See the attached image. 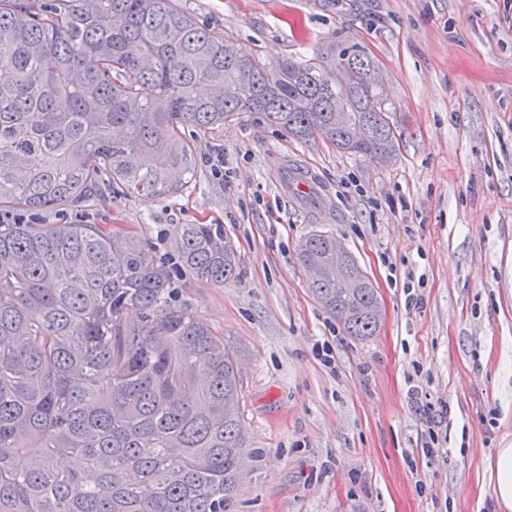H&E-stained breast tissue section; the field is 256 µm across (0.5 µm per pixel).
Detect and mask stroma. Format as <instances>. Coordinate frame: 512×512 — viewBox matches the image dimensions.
<instances>
[{
    "mask_svg": "<svg viewBox=\"0 0 512 512\" xmlns=\"http://www.w3.org/2000/svg\"><path fill=\"white\" fill-rule=\"evenodd\" d=\"M178 4L266 64L332 69L341 47L363 48L385 79L397 162L295 138L245 110L187 130L196 176L181 193L104 192L30 219L138 234L174 268L178 301L239 347L250 457L235 512H487L496 451L512 446V0ZM218 152L219 173L206 161ZM176 224L223 225L237 279L181 271ZM315 231L372 281L375 336L346 335L312 296L299 249ZM434 433L443 449L430 456Z\"/></svg>",
    "mask_w": 512,
    "mask_h": 512,
    "instance_id": "1",
    "label": "stroma"
}]
</instances>
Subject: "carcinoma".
<instances>
[{"label": "carcinoma", "instance_id": "cac0c4a2", "mask_svg": "<svg viewBox=\"0 0 512 512\" xmlns=\"http://www.w3.org/2000/svg\"><path fill=\"white\" fill-rule=\"evenodd\" d=\"M375 61L336 70L243 57L175 0H0V211L144 201L194 176L185 129L243 110L299 139L394 164ZM185 269L237 277L222 224H177ZM309 286L349 336L379 326L377 290L336 237L308 235ZM172 270L100 224H0V512H232L246 438L238 350L171 297ZM141 311L130 324L125 313Z\"/></svg>", "mask_w": 512, "mask_h": 512}]
</instances>
